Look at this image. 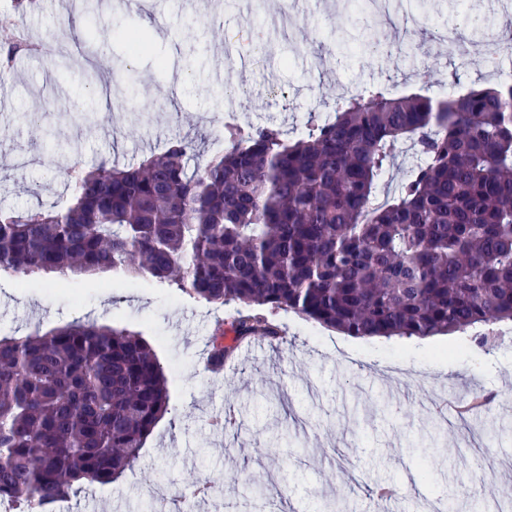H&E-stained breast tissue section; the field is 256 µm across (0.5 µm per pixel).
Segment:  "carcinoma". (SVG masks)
I'll return each mask as SVG.
<instances>
[{
  "label": "carcinoma",
  "instance_id": "obj_1",
  "mask_svg": "<svg viewBox=\"0 0 512 512\" xmlns=\"http://www.w3.org/2000/svg\"><path fill=\"white\" fill-rule=\"evenodd\" d=\"M33 46L0 42V70ZM277 125H224L193 164L173 140L130 167L76 171L64 211L0 207V272L150 277L233 307V340L281 335L292 311L355 337L512 321V83L442 98L378 87ZM420 158L376 195L398 149ZM169 411L140 335L76 320L0 338V501L46 510L133 469Z\"/></svg>",
  "mask_w": 512,
  "mask_h": 512
}]
</instances>
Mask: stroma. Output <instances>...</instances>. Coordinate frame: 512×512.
I'll use <instances>...</instances> for the list:
<instances>
[{
	"label": "stroma",
	"mask_w": 512,
	"mask_h": 512,
	"mask_svg": "<svg viewBox=\"0 0 512 512\" xmlns=\"http://www.w3.org/2000/svg\"><path fill=\"white\" fill-rule=\"evenodd\" d=\"M390 14L366 0H292L287 32L267 25L281 0H207L193 11L183 0H153L148 47L129 59L124 29H141L142 10L128 0H99L94 13L70 12L65 0H40L23 20L35 42L62 40L61 23L102 50L100 67L117 83H89L80 58L18 63L0 82V204L23 211L65 210L72 196L67 172L101 160L136 163L174 139L199 145V163L224 148V123L280 125L291 135L309 111L336 96L373 85L402 91L426 71L462 83L493 86L512 68L485 60L500 45L501 13L494 0H393ZM453 33L435 42L426 33ZM261 29L262 45L244 50L246 68L225 67L222 86L210 77L224 56L229 30ZM470 45L460 59L458 40ZM187 82H179L180 73ZM227 308L143 277L103 272L52 274L19 282L0 274V336H25L72 320L139 333L168 379L170 414L148 437L139 464L106 485H87L54 503L51 512H169L161 497L203 476L219 494L199 512H316L337 502L344 512H373L371 490L396 491L392 512H428L446 487L456 512H512V407L477 412L467 423L482 444L463 446L447 427L422 475L412 450L435 419L434 401L470 390L512 396V344L492 349L472 331L420 344L394 337L355 338L291 312L277 317L282 340L256 338L238 346L221 373L205 364L216 320ZM233 410L238 427L212 431L211 416ZM234 490L225 485L236 476ZM279 477L286 497L256 495L251 479ZM154 487L146 496L145 487Z\"/></svg>",
	"instance_id": "35a3bbf8"
}]
</instances>
